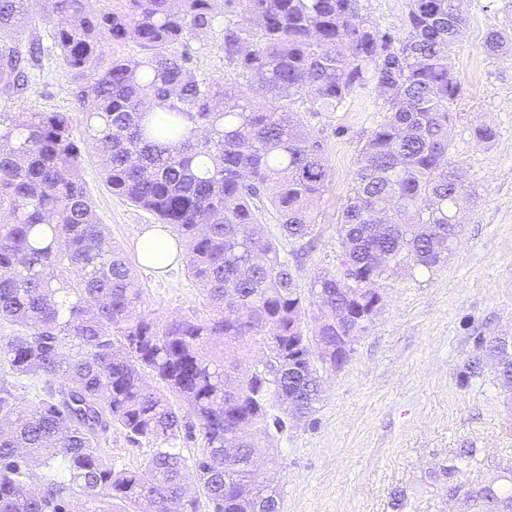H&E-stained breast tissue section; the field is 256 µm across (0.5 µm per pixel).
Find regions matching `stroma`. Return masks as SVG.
Here are the masks:
<instances>
[{
    "mask_svg": "<svg viewBox=\"0 0 512 512\" xmlns=\"http://www.w3.org/2000/svg\"><path fill=\"white\" fill-rule=\"evenodd\" d=\"M464 10V35L448 58L462 86L451 107V154L477 198L462 215L447 265L433 271L405 265L382 281L377 316L348 362L324 372L316 412L288 422L262 449L282 512H466L449 499L441 472L459 449L476 451L460 475L471 486L512 469V390L492 362L480 376L464 374L480 354L477 337L512 336V51L492 54L485 47L489 31L512 32V0H465ZM191 45L198 74L231 78L221 35ZM70 81L54 57L44 56L20 97L0 95V112L73 111ZM385 119L369 96L306 115L324 145L330 178L315 208V247L296 268L301 287L317 271L336 268L338 222L359 152ZM482 122L497 130L491 144L473 137ZM82 163L97 220L124 250L148 310L162 321L205 316L206 301L183 263L158 272L141 262L137 241L155 225L154 215L112 195L93 151H85Z\"/></svg>",
    "mask_w": 512,
    "mask_h": 512,
    "instance_id": "35a3bbf8",
    "label": "stroma"
}]
</instances>
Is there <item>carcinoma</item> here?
I'll list each match as a JSON object with an SVG mask.
<instances>
[{"mask_svg":"<svg viewBox=\"0 0 512 512\" xmlns=\"http://www.w3.org/2000/svg\"><path fill=\"white\" fill-rule=\"evenodd\" d=\"M0 0V95L19 96L40 66L17 35L47 21L48 52L71 76L76 112H0V512H245L244 489L280 499L251 462L287 420L322 400L303 336L331 344L372 310L377 266L448 263L459 212L476 191L456 174L451 105L462 88L448 56L464 0H408L401 37L362 0ZM220 29L235 84L193 68L191 40ZM132 43L136 54L110 52ZM512 37L485 38L497 52ZM362 93L387 118L361 148L338 235L342 272L302 288L267 219L299 242L330 168L304 113ZM84 136L73 134L75 121ZM97 150L112 193L176 235L208 314L161 321L123 250L97 222L82 157ZM512 339L478 338L496 357ZM268 374L225 386L244 353ZM33 398L23 402L20 384ZM293 408L271 413L280 397ZM118 431L149 447L118 468L101 444ZM197 442L185 456L171 447ZM443 469L472 512H512V470L477 488Z\"/></svg>","mask_w":512,"mask_h":512,"instance_id":"cac0c4a2","label":"carcinoma"}]
</instances>
